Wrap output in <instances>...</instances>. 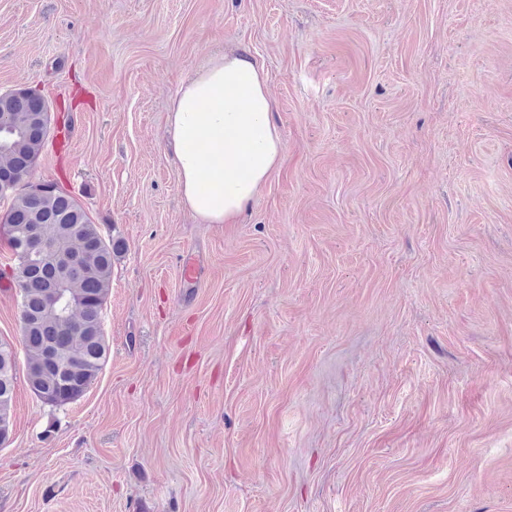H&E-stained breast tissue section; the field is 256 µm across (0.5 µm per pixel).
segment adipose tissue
<instances>
[{"label":"adipose tissue","instance_id":"adipose-tissue-1","mask_svg":"<svg viewBox=\"0 0 512 512\" xmlns=\"http://www.w3.org/2000/svg\"><path fill=\"white\" fill-rule=\"evenodd\" d=\"M264 69L234 52L210 61L178 90L167 126L186 207L228 224L279 165L282 140Z\"/></svg>","mask_w":512,"mask_h":512}]
</instances>
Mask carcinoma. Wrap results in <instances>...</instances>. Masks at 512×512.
I'll list each match as a JSON object with an SVG mask.
<instances>
[{"instance_id":"obj_1","label":"carcinoma","mask_w":512,"mask_h":512,"mask_svg":"<svg viewBox=\"0 0 512 512\" xmlns=\"http://www.w3.org/2000/svg\"><path fill=\"white\" fill-rule=\"evenodd\" d=\"M40 100H0V125L14 130L0 149V176L26 175L44 146L37 116ZM52 193L25 189L10 197L7 235L15 241L36 229L50 239L56 260L66 267L65 308L47 303L53 267L29 257L16 261L12 277L21 291L22 342L28 352L27 382L45 404L63 407L96 380L107 354L102 328V307L112 277V261L121 243H100L101 230L82 205L57 183ZM15 383L14 352L0 342V422L9 424Z\"/></svg>"}]
</instances>
